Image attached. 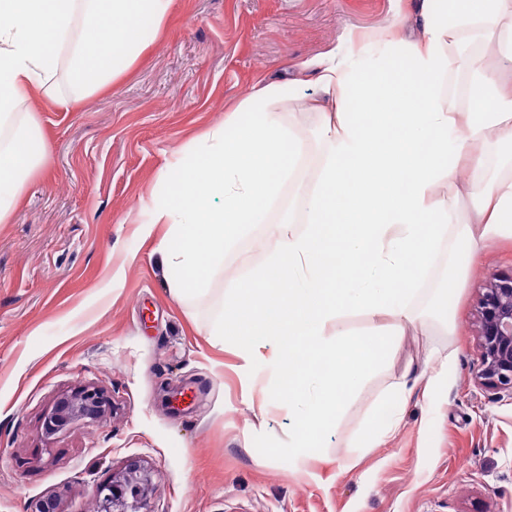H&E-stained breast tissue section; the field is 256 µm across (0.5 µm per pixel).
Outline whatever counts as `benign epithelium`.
<instances>
[{
  "mask_svg": "<svg viewBox=\"0 0 512 512\" xmlns=\"http://www.w3.org/2000/svg\"><path fill=\"white\" fill-rule=\"evenodd\" d=\"M480 384L489 392L512 396V271L495 275L478 303ZM109 405L104 393L84 387L61 395L44 416L45 432L53 435L79 422L99 419ZM151 467L130 459L124 468L93 488L98 512H154Z\"/></svg>",
  "mask_w": 512,
  "mask_h": 512,
  "instance_id": "7a95c632",
  "label": "benign epithelium"
}]
</instances>
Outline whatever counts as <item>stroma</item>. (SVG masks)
<instances>
[{"label": "stroma", "mask_w": 512, "mask_h": 512, "mask_svg": "<svg viewBox=\"0 0 512 512\" xmlns=\"http://www.w3.org/2000/svg\"><path fill=\"white\" fill-rule=\"evenodd\" d=\"M407 0H172L164 32L103 92L65 106L67 85L26 103L44 154L9 223H0V512L46 497L60 512H96V483L131 458L154 472L155 512H512V396L475 378L476 316L493 274L512 270V240L457 271L453 224L413 305L419 321L354 390L316 453H285L294 411L269 394L273 346L242 381L230 336L207 321L237 280L272 252L289 201L312 191L325 157L314 85L302 65L352 49ZM292 90L283 117L307 164L265 224L212 278L213 294L177 302L153 249L163 170L206 129L267 84ZM447 310H440L443 298ZM452 356L447 382L415 389L397 429L375 447L354 441L376 400ZM102 390L93 423L46 435L62 394Z\"/></svg>", "instance_id": "1"}]
</instances>
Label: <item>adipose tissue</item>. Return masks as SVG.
Segmentation results:
<instances>
[{
    "mask_svg": "<svg viewBox=\"0 0 512 512\" xmlns=\"http://www.w3.org/2000/svg\"><path fill=\"white\" fill-rule=\"evenodd\" d=\"M172 0H0V223L11 218L40 169L38 122L22 104L65 71L77 98L95 95L145 51L146 26L161 28ZM483 29L512 61V0H415L399 16L358 37L349 56L314 61L321 97L319 136L326 160L316 185L293 207L304 230L281 225L276 247L239 282L208 323L212 336L242 345V379L257 348L280 346L271 395L288 397L299 430L288 452L300 457L335 425L375 363L418 320L412 304L449 225L455 200L436 187L467 171L484 189L467 253L512 235V80L492 75L485 56L460 58L463 34ZM471 82L458 98L460 69ZM359 311L369 331L343 329ZM414 391L401 381L366 419L356 445L391 434Z\"/></svg>",
    "mask_w": 512,
    "mask_h": 512,
    "instance_id": "1",
    "label": "adipose tissue"
}]
</instances>
